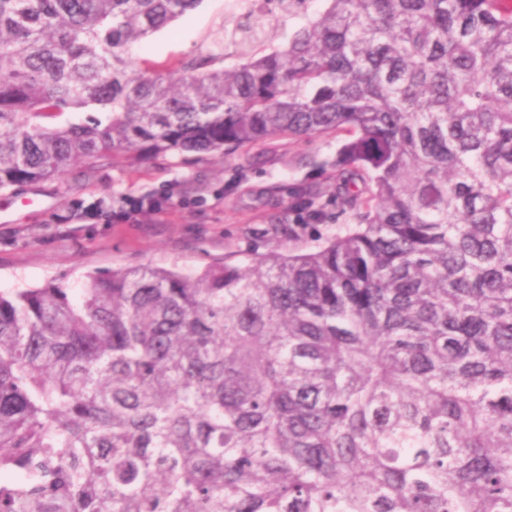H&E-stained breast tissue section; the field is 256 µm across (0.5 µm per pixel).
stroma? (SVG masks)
I'll list each match as a JSON object with an SVG mask.
<instances>
[{
    "label": "stroma",
    "instance_id": "35a3bbf8",
    "mask_svg": "<svg viewBox=\"0 0 512 512\" xmlns=\"http://www.w3.org/2000/svg\"><path fill=\"white\" fill-rule=\"evenodd\" d=\"M326 0L283 12L279 0L255 11L239 0H201L168 27L129 48L133 61L188 63L211 52L236 61L224 21L250 16L264 23L269 45L286 43ZM336 135L275 139L226 156L169 153L131 165L104 162L92 174L74 166L62 177L0 191V293L55 283L79 297L86 275L118 266H161L197 272L248 253L305 252L351 223L325 161ZM324 208V220H299L297 187ZM150 197L161 209L123 218L125 200Z\"/></svg>",
    "mask_w": 512,
    "mask_h": 512
}]
</instances>
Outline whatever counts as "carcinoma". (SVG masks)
Segmentation results:
<instances>
[{"label":"carcinoma","mask_w":512,"mask_h":512,"mask_svg":"<svg viewBox=\"0 0 512 512\" xmlns=\"http://www.w3.org/2000/svg\"><path fill=\"white\" fill-rule=\"evenodd\" d=\"M199 2L0 0V191L336 133L353 223L0 293V512H512V0L237 21L176 81L126 55Z\"/></svg>","instance_id":"cac0c4a2"}]
</instances>
